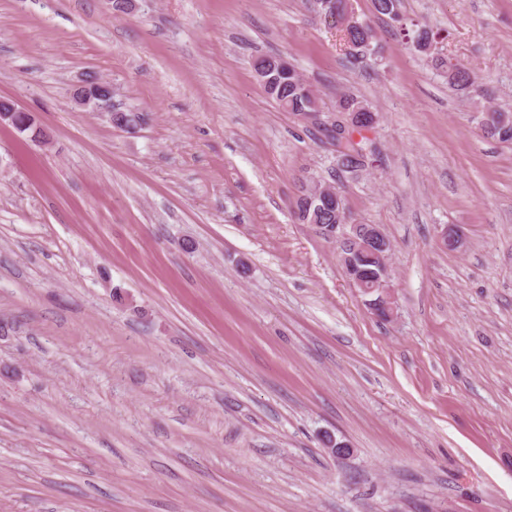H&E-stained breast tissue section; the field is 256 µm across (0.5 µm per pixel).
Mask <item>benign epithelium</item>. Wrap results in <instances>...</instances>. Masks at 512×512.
Here are the masks:
<instances>
[{
  "label": "benign epithelium",
  "instance_id": "7a95c632",
  "mask_svg": "<svg viewBox=\"0 0 512 512\" xmlns=\"http://www.w3.org/2000/svg\"><path fill=\"white\" fill-rule=\"evenodd\" d=\"M74 100L79 105H88L94 100L100 101L98 108L112 111V86L104 82H95L91 85L78 86L73 93ZM309 191L313 198L323 202L334 201L341 206V195L336 187L314 181L309 184ZM319 232L336 240L339 244L341 260L350 274V280L355 288L363 294H378V302L384 310L385 316L392 315V301L387 287L388 267L387 257L391 245L383 231L374 226L359 236L353 235L359 225L352 224H319ZM370 258L376 266L377 272L371 279L361 275L360 264L362 259Z\"/></svg>",
  "mask_w": 512,
  "mask_h": 512
}]
</instances>
